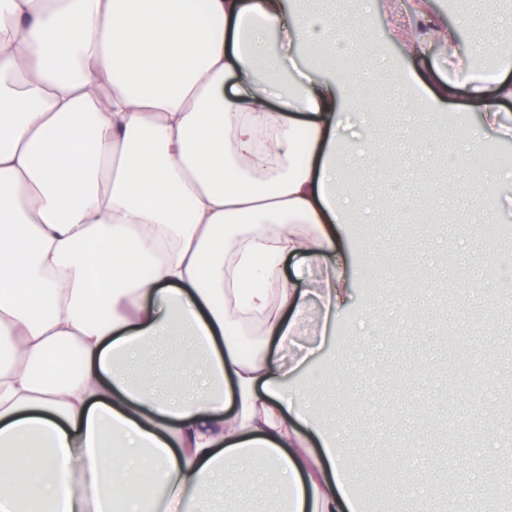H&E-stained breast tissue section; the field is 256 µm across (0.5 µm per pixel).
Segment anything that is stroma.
Returning <instances> with one entry per match:
<instances>
[{
  "mask_svg": "<svg viewBox=\"0 0 512 512\" xmlns=\"http://www.w3.org/2000/svg\"><path fill=\"white\" fill-rule=\"evenodd\" d=\"M486 176L483 168L452 176L434 164L415 167L406 174L413 192L449 187L450 215L415 236L403 222L374 216L348 229L358 265L351 286L369 302L373 318L388 321L390 332L362 348L356 338L368 325L337 314L336 339L347 344L340 374L329 373L324 354L301 379L320 404L344 410L351 469L376 512L404 501L395 471L374 466L379 449H395L427 467L441 501L463 499L480 465L477 450L486 443L487 418L512 421V294H502L493 309L456 300L459 281L482 272L493 249L486 237L463 233L472 222L467 201L473 183ZM444 336L457 339L459 361H449ZM461 369L493 377L490 403L472 406L454 386ZM454 425L469 447H449Z\"/></svg>",
  "mask_w": 512,
  "mask_h": 512,
  "instance_id": "35a3bbf8",
  "label": "stroma"
}]
</instances>
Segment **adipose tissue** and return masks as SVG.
Here are the masks:
<instances>
[{"label":"adipose tissue","instance_id":"ef3b65f1","mask_svg":"<svg viewBox=\"0 0 512 512\" xmlns=\"http://www.w3.org/2000/svg\"><path fill=\"white\" fill-rule=\"evenodd\" d=\"M466 21L501 54L500 11ZM456 46L428 0L336 19L311 0H0V512H223L240 490L363 512L340 430L270 344L313 297L327 319L367 314L336 258L352 248L341 167L388 161L371 79L401 89L408 134L419 112L433 137L478 113L470 163L512 138V80ZM305 47L356 62L318 72ZM291 258L319 287L287 280ZM490 434L473 494L498 512L512 425Z\"/></svg>","mask_w":512,"mask_h":512}]
</instances>
